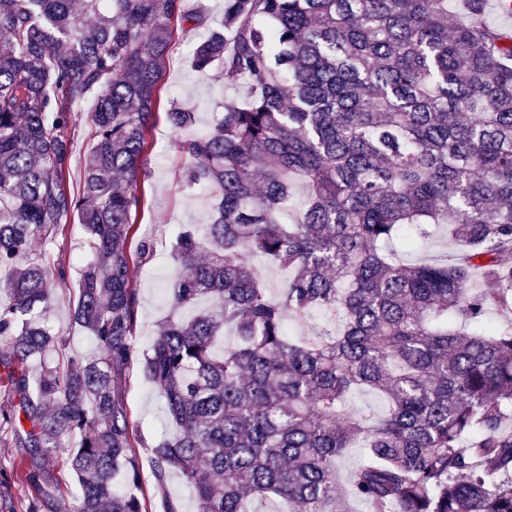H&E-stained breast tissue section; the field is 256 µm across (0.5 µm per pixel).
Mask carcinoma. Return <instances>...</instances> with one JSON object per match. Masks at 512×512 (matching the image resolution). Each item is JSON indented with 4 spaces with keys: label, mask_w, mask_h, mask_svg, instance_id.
Masks as SVG:
<instances>
[{
    "label": "carcinoma",
    "mask_w": 512,
    "mask_h": 512,
    "mask_svg": "<svg viewBox=\"0 0 512 512\" xmlns=\"http://www.w3.org/2000/svg\"><path fill=\"white\" fill-rule=\"evenodd\" d=\"M0 0V512H152L125 387L137 366L169 430L152 448L156 486L175 471L196 512H512V30L466 0H222L223 27L194 47L202 75L245 86L210 129L192 109L165 117L183 182L208 185V224L171 244L169 302L181 315L135 336L134 262L155 242L132 215L160 108L171 21L183 0ZM91 98L94 145L82 193L69 186L75 104ZM307 201L292 209L293 179ZM92 260L72 319L94 349L60 362L46 320L52 264L34 249L71 217ZM458 246L443 263L399 264L426 225ZM287 272L269 291L259 260ZM331 310L338 328L308 342L290 317ZM229 345L217 346L225 334ZM43 362L32 374L28 362ZM382 418L346 411L361 388ZM366 461L347 490L336 459ZM77 493L64 505L61 484ZM23 483L17 509L8 490Z\"/></svg>",
    "instance_id": "cac0c4a2"
}]
</instances>
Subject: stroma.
<instances>
[{"mask_svg": "<svg viewBox=\"0 0 512 512\" xmlns=\"http://www.w3.org/2000/svg\"><path fill=\"white\" fill-rule=\"evenodd\" d=\"M186 10H202L201 23L176 20L171 24L172 37L165 56L161 79L163 101H175L190 106L197 115L193 133L206 131L212 120L215 102L238 98L239 93L225 88L219 71L201 77L191 66L192 49L207 29L222 21L220 0H184ZM94 103L84 100L74 108L75 124L70 137V187L79 191L83 177L84 157L93 144V126L89 114ZM175 132L164 116H156L150 135L147 163L139 175V185L147 202L135 219L141 235L154 239L156 251L149 260L136 264L132 270L133 283L139 291L137 342L145 346L152 340L157 322L169 311L167 296L160 290L172 274L170 243L182 226H200L209 220L211 196L203 187L188 190L182 186L185 159L175 147ZM50 254H62L64 278L57 283L58 301L49 323L54 331L66 339L67 353H86L92 342L86 331L71 320L70 305L75 297L79 272L89 261L84 246L83 230L71 223L64 243L46 244ZM126 395L134 425L145 438L147 446L141 449L142 458H149L150 447L167 428V419L154 388L141 373H133Z\"/></svg>", "mask_w": 512, "mask_h": 512, "instance_id": "1", "label": "stroma"}]
</instances>
